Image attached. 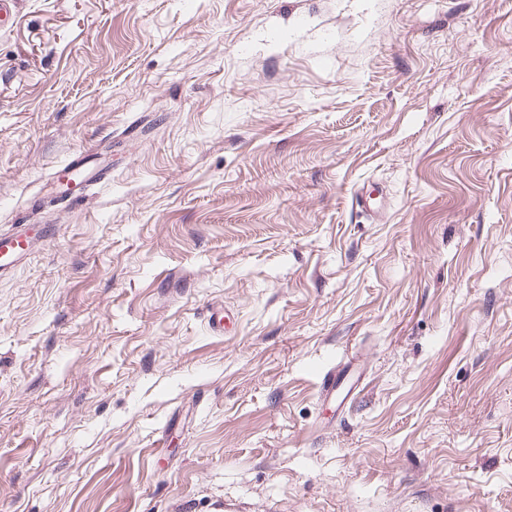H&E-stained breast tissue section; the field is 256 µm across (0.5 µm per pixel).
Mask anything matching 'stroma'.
<instances>
[{"instance_id":"35a3bbf8","label":"stroma","mask_w":512,"mask_h":512,"mask_svg":"<svg viewBox=\"0 0 512 512\" xmlns=\"http://www.w3.org/2000/svg\"><path fill=\"white\" fill-rule=\"evenodd\" d=\"M17 10L0 512H512V0ZM88 156L82 152L76 153L68 160L63 169L51 174L50 177L57 183L64 184V190L60 193L61 203L71 205L84 197L88 182L86 179ZM62 179L65 182H62ZM35 227L30 224H19L7 234H0V276L7 270L22 262L30 254L34 237L42 239L55 233V224H37ZM343 368L328 370L323 373L320 383V396L324 403L336 400L344 378H342ZM342 378V380H341Z\"/></svg>"}]
</instances>
